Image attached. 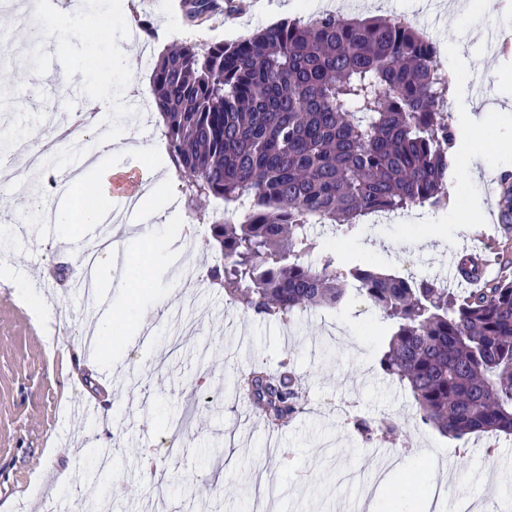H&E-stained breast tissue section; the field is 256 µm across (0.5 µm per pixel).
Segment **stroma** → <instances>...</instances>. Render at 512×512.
<instances>
[{
	"mask_svg": "<svg viewBox=\"0 0 512 512\" xmlns=\"http://www.w3.org/2000/svg\"><path fill=\"white\" fill-rule=\"evenodd\" d=\"M267 2L266 10L247 9L239 22L197 25L172 13L168 0H112L111 15L78 14L66 40L34 57L29 69L19 68L4 49L8 41L24 45L25 35L13 14L0 9V72L11 76L0 89V136L16 143L40 136L53 121L89 105L84 69H92L100 84L130 81L126 96L102 101L98 109L111 116L115 136L136 133L150 152L103 156L99 164L161 170L166 187L142 201L140 223L155 224L153 211L160 207L177 212L175 224H156L159 246L130 227L116 229L145 267L148 285L139 287L119 263L101 295L117 317H146L154 331L145 339L134 327L100 339L96 368L70 354L85 327L82 296L53 289L51 312L37 313L13 292L0 294V507L7 512H85L92 486L86 475L104 449L112 465L92 487L99 498L118 500L119 512H256L259 472L279 490L274 512H361L360 492L382 455L398 464L401 485L452 472L442 512H455L463 498L512 512V440L458 441L422 423L410 394L379 366L390 326L365 298L281 320L244 312L209 282L220 252L208 224H198L189 238L174 234V225L189 219L181 184L138 110L139 100L151 94L158 55L169 46L204 49L326 8L349 18L378 15L413 24L436 44L453 79L449 193L466 197L473 221L458 224L451 209L418 206L387 224L363 222L341 241L327 223L312 224L309 232L335 248L339 264L431 279L457 292L451 258L481 252L490 261L488 276L512 274V224L488 220L498 202L495 183L501 172H512V146L501 143L512 134V48L495 54L487 44L492 30L512 39V0L461 8L451 23L443 11L449 0H294L290 10L285 0ZM144 21L153 37L133 38ZM120 46L131 53L126 73L115 60ZM64 83L71 89L57 98ZM83 230L80 224L43 223L0 178V269L12 277L47 279L55 263L77 259ZM288 357L304 410L273 438L234 385L253 363L274 369ZM111 365L129 372L101 383L103 368ZM74 393L99 402L100 413H73L67 398ZM358 416L392 418L400 428L366 442L352 426ZM155 442L166 450L148 480L142 456Z\"/></svg>",
	"mask_w": 512,
	"mask_h": 512,
	"instance_id": "1",
	"label": "stroma"
}]
</instances>
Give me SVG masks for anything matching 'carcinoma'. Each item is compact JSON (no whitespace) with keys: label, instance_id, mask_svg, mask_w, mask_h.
Returning a JSON list of instances; mask_svg holds the SVG:
<instances>
[{"label":"carcinoma","instance_id":"carcinoma-1","mask_svg":"<svg viewBox=\"0 0 512 512\" xmlns=\"http://www.w3.org/2000/svg\"><path fill=\"white\" fill-rule=\"evenodd\" d=\"M213 7L182 0L191 18ZM450 85L436 46L414 27L336 14L165 50L152 71L154 111L186 194L245 207L236 223H210L224 260L208 276L224 294L280 318L363 296L394 327L380 367L424 423L456 440L510 437L512 277L456 295L434 280L339 266L307 231L327 221L343 239L368 213L448 204ZM503 181L500 217L512 224V174ZM299 385L286 364L243 378L246 397L277 426L297 413ZM354 426L369 441L398 423Z\"/></svg>","mask_w":512,"mask_h":512}]
</instances>
